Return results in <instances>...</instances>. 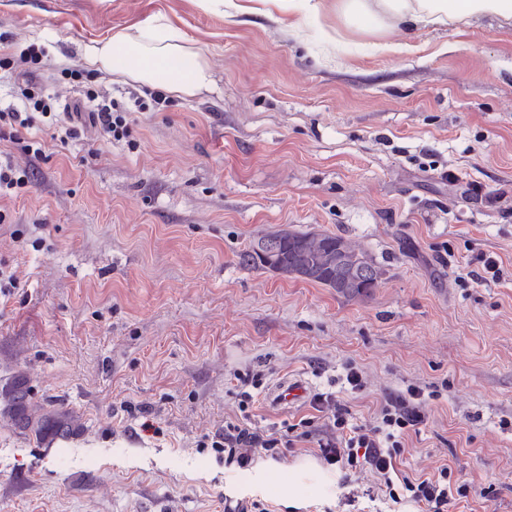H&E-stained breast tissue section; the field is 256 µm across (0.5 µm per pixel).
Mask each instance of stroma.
I'll use <instances>...</instances> for the list:
<instances>
[{
	"mask_svg": "<svg viewBox=\"0 0 512 512\" xmlns=\"http://www.w3.org/2000/svg\"><path fill=\"white\" fill-rule=\"evenodd\" d=\"M162 16L207 56L211 90L134 113L119 140L38 114L0 135V162L28 180L0 198V269L15 279L0 294V390L26 380L32 403L81 423L49 443L0 415V512H224L228 496L382 512L364 495L371 470L319 458L312 403L266 404L290 374L366 427L422 390L398 468L465 475L478 493L450 512H512V24L410 37L300 0L292 33L287 8L226 0H0V53L46 47L34 79L68 103L83 88L60 70L89 68L85 44ZM279 229L345 237L386 274L349 301L239 266ZM480 252L500 279L476 277ZM350 364L361 390L342 382ZM303 419L313 439L246 469L213 446L228 422Z\"/></svg>",
	"mask_w": 512,
	"mask_h": 512,
	"instance_id": "1",
	"label": "stroma"
}]
</instances>
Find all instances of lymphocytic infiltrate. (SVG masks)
I'll list each match as a JSON object with an SVG mask.
<instances>
[{
    "mask_svg": "<svg viewBox=\"0 0 512 512\" xmlns=\"http://www.w3.org/2000/svg\"><path fill=\"white\" fill-rule=\"evenodd\" d=\"M45 48L28 47L19 57H0V69H11L24 75L19 86L22 108L0 111V121L10 128H29L33 113L54 122L67 123V135H77V124L89 119L107 138L119 139L128 132V114L118 104L99 99L95 91H87L86 97L93 108L83 112L80 104L60 103L56 96L29 81L33 65L39 64L45 55ZM426 399L417 388L408 389L406 395L386 402L380 409L376 426L362 429L349 423L350 413L336 400L335 395L320 393L315 397L317 411L326 413L327 423L321 438L316 439L319 457L329 465L350 468L368 466L380 477L385 498L395 504L407 503L420 508L421 512H448L450 504L468 497L472 492L470 483L451 469L441 468L438 475L410 479L399 474L395 460L403 450V435L424 420ZM307 420L289 424L284 434L275 435L250 430L248 427L228 423L221 436V451L224 462L244 469L250 467L258 455H276L278 449L292 447L294 441L312 438Z\"/></svg>",
    "mask_w": 512,
    "mask_h": 512,
    "instance_id": "f902f5d3",
    "label": "lymphocytic infiltrate"
}]
</instances>
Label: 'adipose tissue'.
<instances>
[{
	"label": "adipose tissue",
	"instance_id": "1",
	"mask_svg": "<svg viewBox=\"0 0 512 512\" xmlns=\"http://www.w3.org/2000/svg\"><path fill=\"white\" fill-rule=\"evenodd\" d=\"M337 14L386 28L407 30L472 25L485 19L512 22V0H335ZM88 63L99 70L182 97L214 84L207 57L188 45L168 21L116 29L85 47Z\"/></svg>",
	"mask_w": 512,
	"mask_h": 512
}]
</instances>
